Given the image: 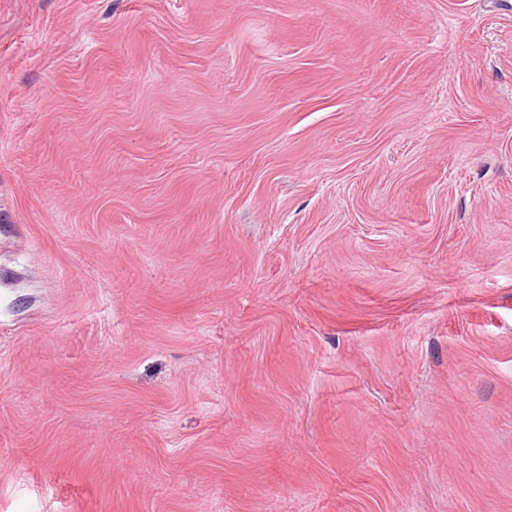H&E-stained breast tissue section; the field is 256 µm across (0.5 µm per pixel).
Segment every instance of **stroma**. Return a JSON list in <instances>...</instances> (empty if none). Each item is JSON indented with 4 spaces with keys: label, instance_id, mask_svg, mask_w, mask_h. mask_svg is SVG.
<instances>
[{
    "label": "stroma",
    "instance_id": "stroma-1",
    "mask_svg": "<svg viewBox=\"0 0 512 512\" xmlns=\"http://www.w3.org/2000/svg\"><path fill=\"white\" fill-rule=\"evenodd\" d=\"M0 512H512V0H0Z\"/></svg>",
    "mask_w": 512,
    "mask_h": 512
}]
</instances>
